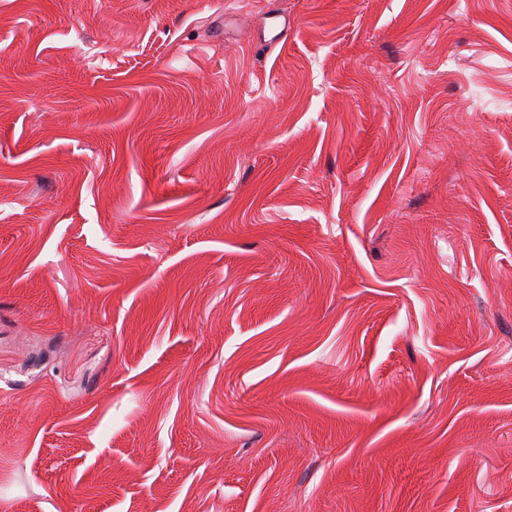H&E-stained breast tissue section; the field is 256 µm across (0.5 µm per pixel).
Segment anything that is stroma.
<instances>
[{"label": "stroma", "instance_id": "obj_1", "mask_svg": "<svg viewBox=\"0 0 512 512\" xmlns=\"http://www.w3.org/2000/svg\"><path fill=\"white\" fill-rule=\"evenodd\" d=\"M0 0V512H512V0Z\"/></svg>", "mask_w": 512, "mask_h": 512}]
</instances>
